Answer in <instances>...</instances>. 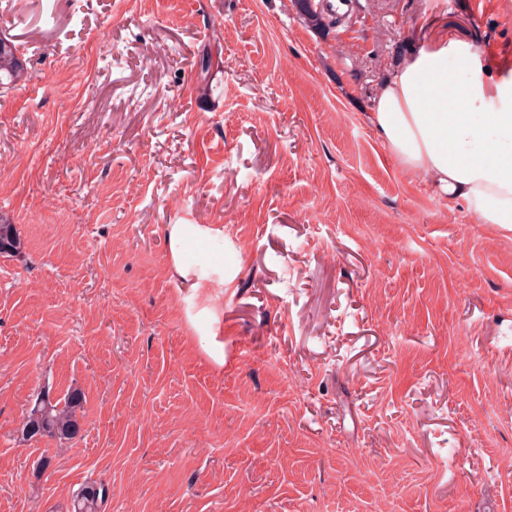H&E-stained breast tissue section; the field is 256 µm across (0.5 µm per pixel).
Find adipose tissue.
I'll return each instance as SVG.
<instances>
[{
  "instance_id": "1",
  "label": "adipose tissue",
  "mask_w": 512,
  "mask_h": 512,
  "mask_svg": "<svg viewBox=\"0 0 512 512\" xmlns=\"http://www.w3.org/2000/svg\"><path fill=\"white\" fill-rule=\"evenodd\" d=\"M389 153L478 223L512 231V76L470 44L418 50L384 75L367 114Z\"/></svg>"
}]
</instances>
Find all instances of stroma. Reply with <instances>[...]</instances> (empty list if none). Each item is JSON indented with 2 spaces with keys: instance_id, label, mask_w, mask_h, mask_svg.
Masks as SVG:
<instances>
[{
  "instance_id": "35a3bbf8",
  "label": "stroma",
  "mask_w": 512,
  "mask_h": 512,
  "mask_svg": "<svg viewBox=\"0 0 512 512\" xmlns=\"http://www.w3.org/2000/svg\"><path fill=\"white\" fill-rule=\"evenodd\" d=\"M442 32L512 58V0H354L326 34L291 0H0V512L89 481L104 512H512V232L366 119ZM172 224L223 239L206 286ZM72 387L77 443L24 441ZM24 72L23 61L19 58L16 48L10 43L0 40V81L5 78L8 83L17 81ZM23 241L15 224L0 218V255L17 256L22 253ZM207 237V231L198 224H172L169 227L168 243L175 274L186 277L189 268L185 263V252L190 242L201 243Z\"/></svg>"
}]
</instances>
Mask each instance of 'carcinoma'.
<instances>
[{
  "mask_svg": "<svg viewBox=\"0 0 512 512\" xmlns=\"http://www.w3.org/2000/svg\"><path fill=\"white\" fill-rule=\"evenodd\" d=\"M297 15L309 27L327 32L335 20L325 16L318 8V0H292ZM24 72L23 61L16 48L0 40V81H17ZM23 241L16 225L0 218V255L17 256L22 253ZM85 402V395L79 388L69 389L63 397L51 402L41 397L27 411L21 427L22 438L38 441L42 438H56L74 441L80 433L75 412ZM109 497V488L96 481L90 482L73 492V512H102Z\"/></svg>",
  "mask_w": 512,
  "mask_h": 512,
  "instance_id": "carcinoma-1",
  "label": "carcinoma"
}]
</instances>
